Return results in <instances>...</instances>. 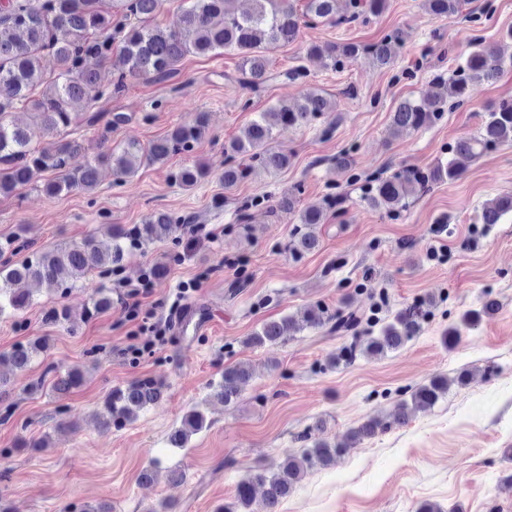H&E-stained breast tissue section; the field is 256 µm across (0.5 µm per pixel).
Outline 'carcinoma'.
<instances>
[{
	"mask_svg": "<svg viewBox=\"0 0 512 512\" xmlns=\"http://www.w3.org/2000/svg\"><path fill=\"white\" fill-rule=\"evenodd\" d=\"M234 2L183 0L180 29L172 30L157 22L163 0H4L0 4V196L29 186L48 198L73 190L92 192L99 185L103 167L112 169L115 182L124 183L143 165L163 164L174 154L191 151L207 128L204 112L146 146L135 141L115 148L107 145V133L128 122L129 117L123 113H90L88 109L103 98L124 92L131 79L164 80L179 73L180 63L188 55L233 51L239 57L241 82L258 89L273 79L268 52L296 41L301 25H349L361 18L378 17L388 6V0H352V10L342 12L340 0H304L300 9L295 0H250L251 7L240 12L233 7ZM465 4L466 0H423L425 10L434 17L457 15ZM400 43V32L395 31L368 47L355 43L311 45L307 54L323 59L332 68L361 58L387 68L394 64ZM47 55L54 62L50 71L43 67ZM115 55L119 56L122 68L114 74L111 86L104 88L98 70L112 68ZM507 70H512V56L506 59L495 47L475 41L458 56L448 74L436 77L442 91L408 97L398 103L392 115L391 132L431 125L442 117L448 101L460 102L467 96L471 84L492 81ZM335 108L326 97L309 92L294 107L272 106L261 112L243 136L224 146V188L231 189L262 172L271 174L287 167L290 157L269 147L273 131L309 126ZM18 109L32 113L45 145L34 143L35 132L29 127L7 121L8 114ZM103 118L106 126L98 152L83 167L72 168L71 158L84 151L85 145L70 136V129L81 122L92 126ZM505 144H512V99H502L484 112L476 135L458 141L451 148L453 157L447 163H439L427 173L402 169L377 179L369 184L365 201L373 208L387 211L405 208L408 198L417 190L425 191L434 184L458 178L461 169L457 157H477L491 147ZM205 177L206 171L200 165L171 173V180L185 190ZM296 203L290 195L275 205L277 210L298 212L299 222L306 226L299 240L290 244L294 253L316 246V225L323 223L325 209L337 206L339 199L300 210ZM509 215L512 216V194L485 203L477 223L489 229ZM182 223L184 218L180 215L154 211L142 224L129 228L109 226L108 243H101L90 234L80 242L53 251H35L19 264L1 262L0 315H19L33 306V294L22 284L46 282L62 288L65 294L94 272L105 275L118 269L133 251L172 239ZM113 303L111 289L97 288L84 317L91 319L112 308ZM495 310L496 302L487 299L479 309L465 312L461 326L445 330L448 346L460 341V327L470 329ZM425 318L426 311L419 306L397 313L390 321H381L347 308L332 311L325 305L314 304L304 310V324H298L291 316L266 321L248 337V342L276 343L307 327L328 326L338 334L356 335V341L338 355L340 360L350 363L361 354L380 355L404 346L419 332ZM45 321L70 332L76 330L75 318L64 304L46 310ZM48 340L47 336H38L14 344L0 352V365L7 364L21 374L26 373L47 352ZM45 374L51 376V390L58 393L82 386L85 379V372L78 366L59 372L49 365ZM248 378L244 368L225 369L214 386V397L232 403ZM455 382L466 384V375L454 379L439 377L414 389L410 400L402 402L396 422L404 421L410 405L420 409L435 405ZM163 393L164 385L149 378L114 388L97 412L98 421L106 429L132 422L158 402ZM205 427V416L192 409L170 435L169 443L183 448L193 434ZM387 429L385 421L372 418L344 441L315 440L301 454L286 457L276 471L260 470L241 480L237 501L243 508H251L253 490L261 486L264 512H274L280 500L314 464L328 465L352 443Z\"/></svg>",
	"mask_w": 512,
	"mask_h": 512,
	"instance_id": "1",
	"label": "carcinoma"
}]
</instances>
